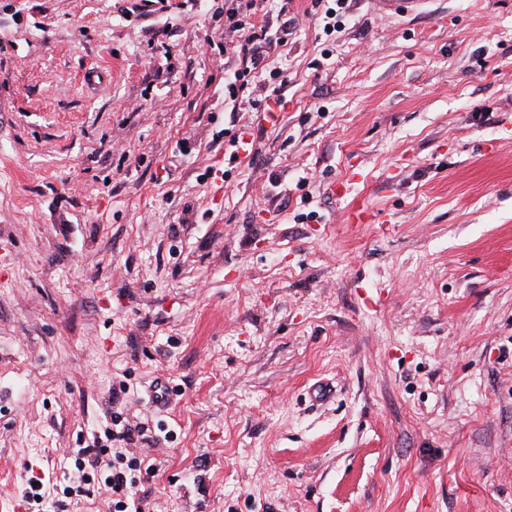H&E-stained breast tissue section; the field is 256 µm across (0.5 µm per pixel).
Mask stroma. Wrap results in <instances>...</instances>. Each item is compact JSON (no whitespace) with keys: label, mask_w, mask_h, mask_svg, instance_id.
Instances as JSON below:
<instances>
[{"label":"stroma","mask_w":512,"mask_h":512,"mask_svg":"<svg viewBox=\"0 0 512 512\" xmlns=\"http://www.w3.org/2000/svg\"><path fill=\"white\" fill-rule=\"evenodd\" d=\"M134 2L0 0V512L122 381L150 512H512V0H292L274 123ZM315 1V2H314ZM314 8H317L322 5L324 11L320 14L319 17L316 18L322 19L324 22L323 30L325 33H327L328 29H330L331 25L333 28V31H335L336 24L340 23L341 21H336L337 16H343V14H340V10L344 9V13L346 12V0H314ZM339 13V14H338ZM332 31V32H333ZM424 2V0H375L377 13L382 16L413 13L418 11Z\"/></svg>","instance_id":"stroma-1"}]
</instances>
